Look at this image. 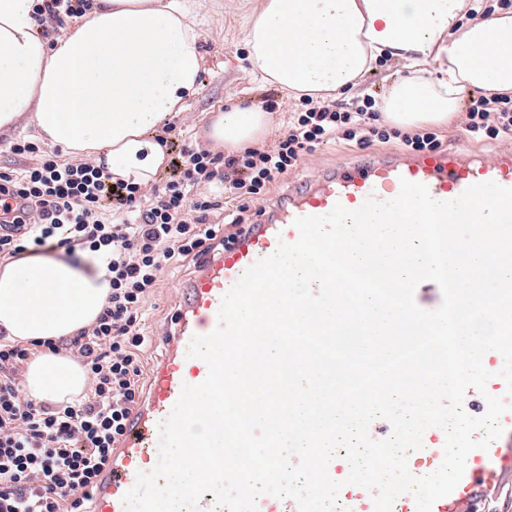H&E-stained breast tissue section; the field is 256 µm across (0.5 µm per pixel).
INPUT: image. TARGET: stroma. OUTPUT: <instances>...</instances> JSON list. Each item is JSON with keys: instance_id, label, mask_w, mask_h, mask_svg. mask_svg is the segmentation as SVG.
Here are the masks:
<instances>
[{"instance_id": "stroma-1", "label": "stroma", "mask_w": 512, "mask_h": 512, "mask_svg": "<svg viewBox=\"0 0 512 512\" xmlns=\"http://www.w3.org/2000/svg\"><path fill=\"white\" fill-rule=\"evenodd\" d=\"M259 3L260 0H190L203 54L200 90L187 100L184 111L175 115L174 121L193 144L210 148L206 132L219 112L233 105H261L264 96L273 92L272 86L259 85L255 80L250 62L247 33ZM399 154L397 147L379 143L364 148L339 143L321 145L305 154L297 171L271 184L263 204H275L289 186H303L321 171L337 168L349 158L369 160ZM192 274L189 266L164 272L147 319L151 338L145 353L147 364H154L161 357L162 335L181 302L178 286Z\"/></svg>"}]
</instances>
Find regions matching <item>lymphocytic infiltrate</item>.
I'll list each match as a JSON object with an SVG mask.
<instances>
[{
  "instance_id": "f902f5d3",
  "label": "lymphocytic infiltrate",
  "mask_w": 512,
  "mask_h": 512,
  "mask_svg": "<svg viewBox=\"0 0 512 512\" xmlns=\"http://www.w3.org/2000/svg\"><path fill=\"white\" fill-rule=\"evenodd\" d=\"M92 9V0H36L33 18L51 38ZM375 105L371 96L348 108L302 96L273 146L225 156L185 142L170 159L171 177L150 190L113 180L91 158L69 162L30 141L11 145L27 164L15 174L0 171V197L22 203L0 229V263L40 252L70 262L101 258L112 291L97 320L70 337L22 342L0 327V512H88L94 480L142 396L145 315L166 266L196 264L223 249L250 204L317 145L393 141L414 153L440 148L431 130L379 124ZM465 131L477 143L511 138L512 99L493 94L472 101ZM228 196L238 202L235 211L226 224L212 222ZM44 351L81 366L83 396L51 404L24 394V370Z\"/></svg>"
}]
</instances>
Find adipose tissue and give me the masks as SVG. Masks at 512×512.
<instances>
[{
    "mask_svg": "<svg viewBox=\"0 0 512 512\" xmlns=\"http://www.w3.org/2000/svg\"><path fill=\"white\" fill-rule=\"evenodd\" d=\"M468 0H260L248 34L260 81L288 96L337 99L381 58L406 63L376 103L410 128L456 119L468 94L512 95V13L467 19ZM34 0H0V131L23 116L71 154L94 155L113 178L154 181L166 161L158 127L199 91L203 55L186 0H98L91 19L48 44ZM271 125L257 106H234L209 136L225 150L260 142ZM111 291L93 271L35 257L0 267V326L20 341L68 337L93 323ZM37 400L68 401L83 371L50 353L25 385Z\"/></svg>",
    "mask_w": 512,
    "mask_h": 512,
    "instance_id": "obj_1",
    "label": "adipose tissue"
}]
</instances>
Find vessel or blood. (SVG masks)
Masks as SVG:
<instances>
[{
	"instance_id": "obj_1",
	"label": "vessel or blood",
	"mask_w": 512,
	"mask_h": 512,
	"mask_svg": "<svg viewBox=\"0 0 512 512\" xmlns=\"http://www.w3.org/2000/svg\"><path fill=\"white\" fill-rule=\"evenodd\" d=\"M424 184L438 200L459 197L472 185L488 181L512 188V150L488 161L464 149L435 150L370 161L349 160L321 174L309 185L288 189L277 204L253 224H244L234 242L218 255L207 256L182 288V304L163 338L164 352L154 367L144 402L133 410L124 436L112 450L111 462L95 479L92 512H126L123 497L138 473L152 471L159 458V425L177 402L183 385H197L208 374L206 363L188 357L193 337L210 333L218 324L223 295L252 265L271 255L279 243L298 240L296 218L324 216L335 205L354 210L367 197L386 201L400 192L401 180ZM499 352H487L485 368L492 377L487 388L503 398L509 409L501 424L512 439V395L499 376ZM512 475V448L494 441L489 449L472 451L463 477L447 496L437 500L432 512H480L479 486Z\"/></svg>"
}]
</instances>
